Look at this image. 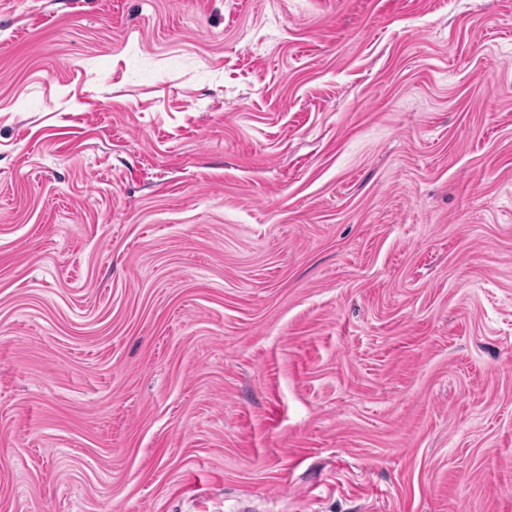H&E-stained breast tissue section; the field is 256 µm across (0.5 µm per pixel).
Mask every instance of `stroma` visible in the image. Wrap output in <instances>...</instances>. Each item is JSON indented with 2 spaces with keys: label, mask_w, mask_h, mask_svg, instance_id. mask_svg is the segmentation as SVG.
I'll return each mask as SVG.
<instances>
[{
  "label": "stroma",
  "mask_w": 512,
  "mask_h": 512,
  "mask_svg": "<svg viewBox=\"0 0 512 512\" xmlns=\"http://www.w3.org/2000/svg\"><path fill=\"white\" fill-rule=\"evenodd\" d=\"M512 512V0H0V512Z\"/></svg>",
  "instance_id": "35a3bbf8"
}]
</instances>
